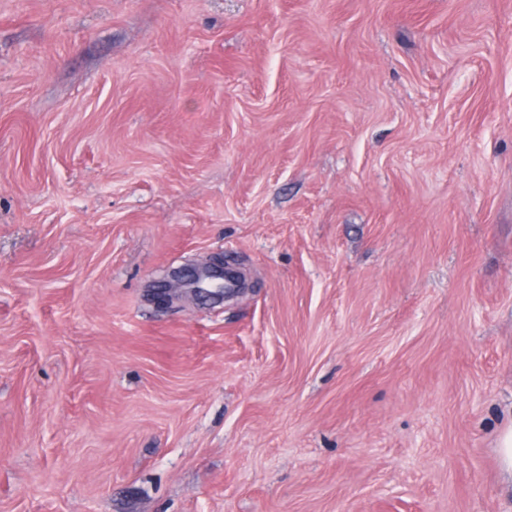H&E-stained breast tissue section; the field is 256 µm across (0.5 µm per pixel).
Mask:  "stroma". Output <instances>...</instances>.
Returning <instances> with one entry per match:
<instances>
[{
	"label": "stroma",
	"mask_w": 512,
	"mask_h": 512,
	"mask_svg": "<svg viewBox=\"0 0 512 512\" xmlns=\"http://www.w3.org/2000/svg\"><path fill=\"white\" fill-rule=\"evenodd\" d=\"M511 422L512 0H0V512H512ZM239 273H233L230 271H226L224 268V263L215 264L214 267H211L205 271L194 272L190 274H185L184 278L186 283L192 285L193 288H197L199 292L204 291L208 294L222 295L225 297L226 294H230L231 290L234 292L235 290H239L241 288H226V279L234 280L238 277L239 279V287H240V278ZM207 288H214L215 291H209Z\"/></svg>",
	"instance_id": "stroma-1"
}]
</instances>
